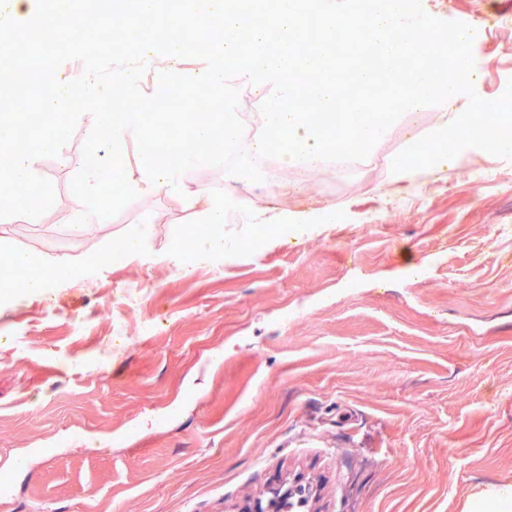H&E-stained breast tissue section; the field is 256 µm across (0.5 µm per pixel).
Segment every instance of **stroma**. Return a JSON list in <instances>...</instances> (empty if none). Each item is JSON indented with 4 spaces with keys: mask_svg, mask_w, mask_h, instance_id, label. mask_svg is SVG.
<instances>
[{
    "mask_svg": "<svg viewBox=\"0 0 512 512\" xmlns=\"http://www.w3.org/2000/svg\"><path fill=\"white\" fill-rule=\"evenodd\" d=\"M470 22L475 91L512 80V0H422ZM440 112L407 111L357 162L306 169L311 199L215 167L74 224L88 117L32 161L56 200L0 222V254L52 279L0 294V512H248L303 477L321 512H465L512 485V159L476 152L400 191L386 160ZM255 211L335 206L311 231L241 235L234 262L170 254L199 229L187 196Z\"/></svg>",
    "mask_w": 512,
    "mask_h": 512,
    "instance_id": "35a3bbf8",
    "label": "stroma"
}]
</instances>
